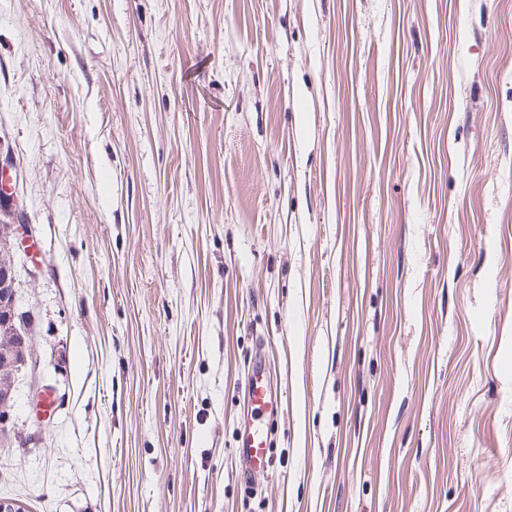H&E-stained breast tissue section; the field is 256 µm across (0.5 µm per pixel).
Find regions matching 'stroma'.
Segmentation results:
<instances>
[{
  "label": "stroma",
  "mask_w": 512,
  "mask_h": 512,
  "mask_svg": "<svg viewBox=\"0 0 512 512\" xmlns=\"http://www.w3.org/2000/svg\"><path fill=\"white\" fill-rule=\"evenodd\" d=\"M0 154V496L512 512V0H0ZM7 223L1 224L3 228L2 235L0 236V426L4 424L7 419V410L5 404L10 398L12 392V385L15 379V373L23 361L20 356L24 357L25 346H22L18 339L19 334L16 333L17 327L24 336V331H21V319L18 318L15 308V292L16 284L13 280V252L7 247L11 246L10 237L13 236V241L16 235L19 234L20 229L22 234L31 231L29 224H10L9 234L7 237ZM11 231V232H10ZM3 317V325L2 323ZM267 382L266 360L259 354L252 363L249 383L251 420L245 424L238 442L245 477L251 478L255 472L269 466L273 443L272 422L282 411V404L273 397Z\"/></svg>",
  "instance_id": "obj_1"
}]
</instances>
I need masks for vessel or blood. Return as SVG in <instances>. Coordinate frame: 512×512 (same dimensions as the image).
I'll return each instance as SVG.
<instances>
[{
    "label": "vessel or blood",
    "instance_id": "1",
    "mask_svg": "<svg viewBox=\"0 0 512 512\" xmlns=\"http://www.w3.org/2000/svg\"><path fill=\"white\" fill-rule=\"evenodd\" d=\"M248 400L251 419L240 434L238 453L243 464V474L250 477L269 465L273 443L272 423L282 410L281 403L268 388L267 364L260 355L252 363Z\"/></svg>",
    "mask_w": 512,
    "mask_h": 512
}]
</instances>
